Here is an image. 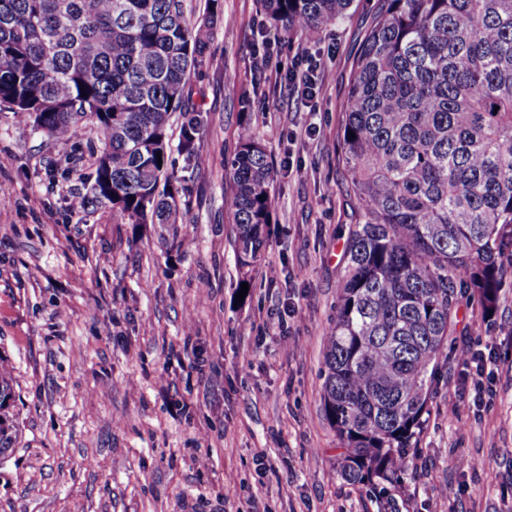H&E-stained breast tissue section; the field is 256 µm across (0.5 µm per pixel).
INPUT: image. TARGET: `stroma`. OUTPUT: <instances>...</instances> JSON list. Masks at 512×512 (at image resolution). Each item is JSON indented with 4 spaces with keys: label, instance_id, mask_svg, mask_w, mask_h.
<instances>
[{
    "label": "stroma",
    "instance_id": "obj_1",
    "mask_svg": "<svg viewBox=\"0 0 512 512\" xmlns=\"http://www.w3.org/2000/svg\"><path fill=\"white\" fill-rule=\"evenodd\" d=\"M220 4L209 52L224 64L189 82L209 162L174 157L175 234L108 204L72 210L100 134L52 139L0 105V360L17 425L0 454V512H512V306L488 317L460 299L424 429L387 494L344 478L325 415L324 338L355 207L339 133L381 0H353L311 37L259 30L261 0ZM265 38L320 59L331 78L314 101L262 66ZM246 121L273 165L274 211L243 270L225 200ZM480 344L494 362L476 409L455 381Z\"/></svg>",
    "mask_w": 512,
    "mask_h": 512
}]
</instances>
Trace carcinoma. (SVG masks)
<instances>
[{"label": "carcinoma", "instance_id": "carcinoma-1", "mask_svg": "<svg viewBox=\"0 0 512 512\" xmlns=\"http://www.w3.org/2000/svg\"><path fill=\"white\" fill-rule=\"evenodd\" d=\"M286 35L337 22L351 0H261ZM214 6L186 0H0V104L67 140L103 136L80 205L176 224L177 151L201 167L191 71L209 64ZM340 128L355 199L323 400L343 476L399 479L428 413L459 294L496 310L512 274V0H385L354 57ZM355 137H349V133ZM239 266L265 249L273 168L253 127L227 160ZM16 439L0 416V453Z\"/></svg>", "mask_w": 512, "mask_h": 512}]
</instances>
